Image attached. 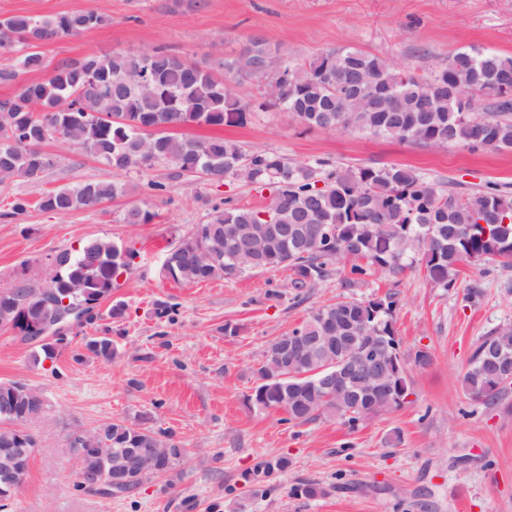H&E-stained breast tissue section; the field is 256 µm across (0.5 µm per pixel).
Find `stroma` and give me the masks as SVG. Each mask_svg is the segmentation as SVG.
<instances>
[{"label":"stroma","mask_w":512,"mask_h":512,"mask_svg":"<svg viewBox=\"0 0 512 512\" xmlns=\"http://www.w3.org/2000/svg\"><path fill=\"white\" fill-rule=\"evenodd\" d=\"M85 10L106 24L39 44L48 61L161 46L203 63L231 58L255 36L291 60L355 47L422 75L470 46L512 55V0H0V19ZM173 133L220 136L300 163L403 164L454 192H512L510 149L419 147L308 129L271 109L243 125L177 126ZM47 148L63 158L43 181L0 184V286L91 238L131 244L145 256L112 295L126 304L125 319L79 328L54 360L35 363L34 345L0 327V383L26 384L46 399L43 415L27 426L37 446L12 512H512V388L483 404L469 400L460 382L482 338L512 325V267H463L448 290L414 269L354 282L336 269L302 290L293 288L287 269L179 285L160 275L163 248L206 222L214 206L257 208L263 193L231 177L173 180L162 166L118 173L60 143ZM92 179L126 184L128 192L64 216L37 205L46 191ZM151 181L163 191L148 192ZM16 196L28 198L30 208L4 218ZM134 205L150 208L155 219L124 223ZM389 292L400 298L395 329L402 352L425 348L432 356L427 368L412 371L403 408L351 429L324 416L295 423L284 411L248 403L253 370L276 336L322 305ZM228 325L236 335L225 334ZM106 331L116 348L112 360H74L86 337ZM145 415L153 428L174 432L185 457L169 474L123 495L76 490L70 430L113 420L137 425ZM396 429L402 442L388 446ZM282 458L288 465L280 469ZM307 483L323 495L298 494Z\"/></svg>","instance_id":"1"}]
</instances>
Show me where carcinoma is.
Here are the masks:
<instances>
[{
  "label": "carcinoma",
  "mask_w": 512,
  "mask_h": 512,
  "mask_svg": "<svg viewBox=\"0 0 512 512\" xmlns=\"http://www.w3.org/2000/svg\"><path fill=\"white\" fill-rule=\"evenodd\" d=\"M93 11L35 18L13 15L0 20V43L15 53V36L30 33L49 42L105 24ZM451 58L455 67L440 66L427 77L408 71L400 77L391 60L355 48H333L294 62L280 59L262 38H252L231 59L201 65L163 47L114 51L60 62L45 81L22 86L0 99V183L22 179L39 183L49 168L41 150L49 141L72 146L102 161L116 172L147 170L162 165L179 178L198 169L206 179L220 182L235 166L249 172L255 187L267 189L277 206L257 209L225 203L203 224H196L167 248L164 260L177 284H193L240 276L230 239L240 224L263 227L264 212L273 224L331 225L334 234L323 240L309 237L297 244L255 236L248 253L264 251L261 271L287 268L296 288H312L326 277L333 262L350 260L349 274L371 270L399 276L414 266L439 288L456 286L461 268L499 256L512 266V196L496 188L463 195L446 191L415 169L390 166L342 167L327 159L313 164L295 162L274 151H246L222 137L195 140L174 136L178 125L221 127L243 125L255 110L274 108L291 119L325 131L350 129L374 137L423 147L454 145L489 150L512 149V56L476 47L460 49ZM43 56L28 51L0 70V83L13 84L22 74L42 71ZM242 80L273 86L261 98L244 101L235 83ZM62 100L70 110L58 112ZM105 115L87 114L84 105ZM126 194L119 182L85 181L46 192L37 202L42 210L66 215L92 209ZM156 213L133 206L126 224H149ZM209 260L200 263L195 252ZM140 252L131 245L91 239L76 252L56 256L58 276L50 284L70 304L87 307L112 297L119 280L128 276ZM43 285L22 280L14 285L15 308L39 303ZM398 295L387 293L367 301L344 298L323 305L267 347L253 370L256 386L248 401L259 410L283 409L288 420L309 422L336 416L354 428L368 416L401 409L411 393L410 372L431 362L417 350L410 357L394 350L400 343L394 325ZM289 336H322L324 340L298 355L294 370L286 369L274 351ZM361 336L376 354L386 357L390 393H324L318 379L348 353L339 337ZM68 344L37 343L34 359L52 360ZM95 358L116 355L112 339L86 345ZM496 350L512 356V326L491 332L473 352L461 377L465 395L491 404L512 379L487 361ZM12 391L0 402V453L18 447L15 422L31 404L25 385H0ZM112 452L136 442L149 448H179L173 434L143 425L115 422L104 425Z\"/></svg>",
  "instance_id": "1"
}]
</instances>
